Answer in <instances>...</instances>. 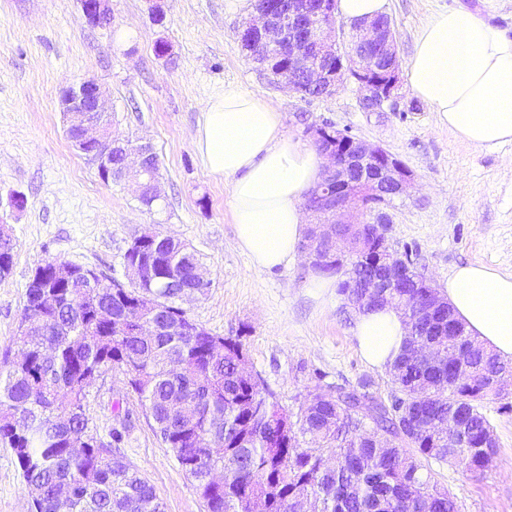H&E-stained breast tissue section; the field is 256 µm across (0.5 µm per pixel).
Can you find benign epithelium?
<instances>
[{"mask_svg": "<svg viewBox=\"0 0 512 512\" xmlns=\"http://www.w3.org/2000/svg\"><path fill=\"white\" fill-rule=\"evenodd\" d=\"M90 25L104 27L112 22V0H79ZM256 11L262 22L250 21L239 32L242 41L257 43L267 53L261 70L277 86L303 95L306 84L319 97L336 94L350 78L355 80L358 106L363 112H393L400 87V59L391 21L374 18L352 24L345 32L337 21L333 0H258ZM60 109L66 120V137L71 146L98 165L106 183L112 168L101 157H121L119 178L127 173V160L134 158L140 178L138 196L162 197L157 179L148 177L145 156L152 153L148 143L133 144L112 136L105 92L92 80H81L63 88ZM306 134L329 163L322 175L324 188L312 193L304 208L318 219L314 226L319 247L302 250L312 268L325 264L336 267L351 288L363 289L371 302L408 311L421 305L428 311L444 303L432 281L414 279V262L406 252L392 247L387 230L391 221L386 212L396 197H409L415 176L409 167L387 149L370 144L347 128L327 123L311 125ZM369 215L358 220L354 214ZM373 268V273L357 282L350 278L354 263ZM196 286L177 296L184 302L210 287V280L195 268ZM427 288L425 300H393L390 289Z\"/></svg>", "mask_w": 512, "mask_h": 512, "instance_id": "obj_1", "label": "benign epithelium"}]
</instances>
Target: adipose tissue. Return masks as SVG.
Instances as JSON below:
<instances>
[{
  "mask_svg": "<svg viewBox=\"0 0 512 512\" xmlns=\"http://www.w3.org/2000/svg\"><path fill=\"white\" fill-rule=\"evenodd\" d=\"M415 96L458 139L481 148L512 143V37L464 8L437 13L419 30L407 69ZM194 142L207 170L229 180L237 244L255 269L295 259L305 231L301 204L323 158L284 131L277 105L235 85L206 104ZM467 332L512 359V275L481 264L455 267L442 291ZM405 336L392 307L360 314L364 360L385 367Z\"/></svg>",
  "mask_w": 512,
  "mask_h": 512,
  "instance_id": "ef3b65f1",
  "label": "adipose tissue"
}]
</instances>
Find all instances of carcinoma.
I'll list each match as a JSON object with an SVG mask.
<instances>
[{
	"label": "carcinoma",
	"mask_w": 512,
	"mask_h": 512,
	"mask_svg": "<svg viewBox=\"0 0 512 512\" xmlns=\"http://www.w3.org/2000/svg\"><path fill=\"white\" fill-rule=\"evenodd\" d=\"M140 255L151 260L153 274L124 288L103 274L90 284L82 266L57 260L38 266L27 285L23 322L41 291L59 294L37 326L17 336L24 359L0 362V442L14 451L32 512H60L63 486L71 492L68 512H163L138 471L120 463L112 444L89 429L86 379L115 367L128 376L155 432L195 482L206 512H250L256 500L265 501L268 512H458L454 496L432 481L424 462L459 464L476 474L492 464L493 427L482 403L499 395L491 381L512 373V363L486 349L458 319L448 344L447 312H425L406 327L387 369L395 388L391 401L376 398L366 383L338 387L311 400L285 432L276 419L285 410L260 378L238 369L241 341L196 329L179 307L176 296L192 287L199 264L194 251L160 234L148 247H129L123 263ZM12 266V245L0 240V279ZM66 269L75 277L62 276ZM145 295L154 304L149 319H130L133 303ZM102 309L111 320H98ZM145 327L152 335H141ZM426 342L436 346L439 359L412 363L411 346ZM450 361L468 376L455 379ZM363 400L375 403L373 421L393 447L363 437L357 411ZM184 403L194 404L193 416L182 414ZM419 414L429 427L413 431L406 418ZM78 441L87 448L74 455ZM214 469L224 471L220 487L207 483Z\"/></svg>",
	"instance_id": "1"
}]
</instances>
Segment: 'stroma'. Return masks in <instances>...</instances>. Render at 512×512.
Masks as SVG:
<instances>
[{"mask_svg": "<svg viewBox=\"0 0 512 512\" xmlns=\"http://www.w3.org/2000/svg\"><path fill=\"white\" fill-rule=\"evenodd\" d=\"M148 0H112V25H90L78 0H0V205L14 244L10 274L0 279V358L14 355L26 286L49 260L87 266L123 279V255L134 238L156 230L199 255L210 288L186 303L189 316L217 336L239 338L248 362L278 405L296 410L314 388L355 386L389 399L386 371L370 366L353 337L357 316L337 289L314 293L319 272L298 255L269 271L238 247L230 184L205 169L193 134L203 109L225 85L274 100L287 135L307 142L312 124L331 122L389 150L413 171V197L394 200L389 239L409 250L417 269L444 287L456 266L478 263L512 274V144L471 147L421 105L408 80L396 111L363 112L347 85L329 98L301 99L271 84L240 48L238 32L254 10L227 0H166L156 24ZM465 8L512 35V0H387L401 66H408L420 28L437 12ZM166 41L170 54L157 56ZM99 83L123 138L149 141L159 159L164 199L146 210L130 183L104 184L96 165L75 151L59 108L63 87ZM512 384L483 403L497 441L493 465L480 474L430 461L437 483L459 512H512ZM89 425L116 441L165 512H205L203 500L161 441L123 370L106 372L85 401ZM31 497L15 456L0 443V512H30Z\"/></svg>", "mask_w": 512, "mask_h": 512, "instance_id": "35a3bbf8", "label": "stroma"}]
</instances>
